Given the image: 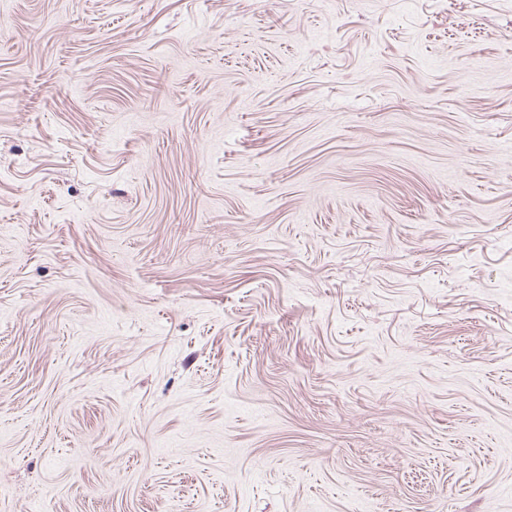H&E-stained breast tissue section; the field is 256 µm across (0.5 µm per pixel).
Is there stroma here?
<instances>
[{"mask_svg": "<svg viewBox=\"0 0 512 512\" xmlns=\"http://www.w3.org/2000/svg\"><path fill=\"white\" fill-rule=\"evenodd\" d=\"M0 512H512V0H0Z\"/></svg>", "mask_w": 512, "mask_h": 512, "instance_id": "35a3bbf8", "label": "stroma"}]
</instances>
